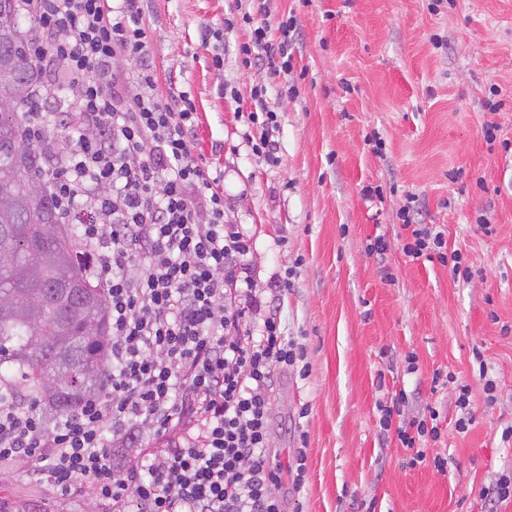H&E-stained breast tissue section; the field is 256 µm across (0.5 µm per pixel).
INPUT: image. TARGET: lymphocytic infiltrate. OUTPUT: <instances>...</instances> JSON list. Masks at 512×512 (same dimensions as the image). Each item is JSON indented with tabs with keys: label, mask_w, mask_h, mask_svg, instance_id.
<instances>
[{
	"label": "lymphocytic infiltrate",
	"mask_w": 512,
	"mask_h": 512,
	"mask_svg": "<svg viewBox=\"0 0 512 512\" xmlns=\"http://www.w3.org/2000/svg\"><path fill=\"white\" fill-rule=\"evenodd\" d=\"M38 36L32 52L60 64L77 109L74 147L52 151L46 189L61 223L77 224L80 257L102 288L111 322V368L100 397L75 415L48 421L0 398V467L28 462V477L72 495L90 485L112 512H281L272 487L283 475L266 463L270 393L277 371L303 361L280 318L284 284L254 286L253 243L227 223L223 179L194 153L198 114L188 95L155 93L139 0H22ZM251 37L246 66L292 68L281 19L270 27L243 14ZM141 59L133 75L118 56ZM266 90L251 91L246 120L256 155L274 159L277 114ZM414 197L399 209L409 260H438L455 278L471 269L442 231L415 223ZM405 393L379 405V425L428 460L439 441L436 408L405 419Z\"/></svg>",
	"instance_id": "lymphocytic-infiltrate-1"
}]
</instances>
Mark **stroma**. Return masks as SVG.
Listing matches in <instances>:
<instances>
[{"mask_svg":"<svg viewBox=\"0 0 512 512\" xmlns=\"http://www.w3.org/2000/svg\"><path fill=\"white\" fill-rule=\"evenodd\" d=\"M262 9L297 21L287 77L242 63L251 33L241 17ZM142 10L158 96L193 99L195 151L223 171L215 190L226 219L256 244L255 286L291 279L281 318L309 372L275 376L267 460L287 469L302 447L307 461L302 488H277L283 512H488L480 488L512 472L501 441L512 426V149L502 146L512 142V0H143ZM218 28L220 70L207 37ZM257 85L278 114L274 164L254 154L240 115ZM493 96L503 103L495 113L485 106ZM489 121L500 128L491 146L481 134ZM374 135L385 142L379 156ZM367 186L381 199H366ZM409 192L415 222L462 249L469 280L403 255L397 212ZM483 212L493 236L476 222ZM375 234L390 242L385 257L365 250ZM476 347L499 384L491 405L476 383ZM438 369L472 386L468 432L454 426V387H432ZM401 391L407 418L431 406L443 416L429 461L415 467L379 434V404ZM26 468L0 470L13 512H101L92 491L62 495Z\"/></svg>","mask_w":512,"mask_h":512,"instance_id":"1","label":"stroma"}]
</instances>
